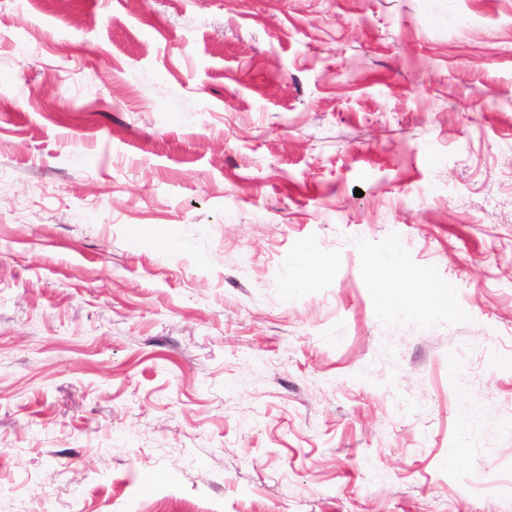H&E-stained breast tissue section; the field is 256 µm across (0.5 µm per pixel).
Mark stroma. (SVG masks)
<instances>
[{"instance_id":"1","label":"stroma","mask_w":512,"mask_h":512,"mask_svg":"<svg viewBox=\"0 0 512 512\" xmlns=\"http://www.w3.org/2000/svg\"><path fill=\"white\" fill-rule=\"evenodd\" d=\"M0 512H512V0H0Z\"/></svg>"}]
</instances>
